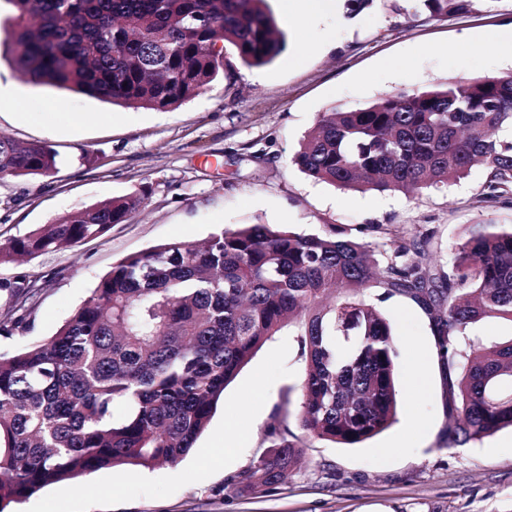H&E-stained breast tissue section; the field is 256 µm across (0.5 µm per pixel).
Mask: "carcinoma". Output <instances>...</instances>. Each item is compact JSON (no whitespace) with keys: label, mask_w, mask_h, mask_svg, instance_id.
<instances>
[{"label":"carcinoma","mask_w":512,"mask_h":512,"mask_svg":"<svg viewBox=\"0 0 512 512\" xmlns=\"http://www.w3.org/2000/svg\"><path fill=\"white\" fill-rule=\"evenodd\" d=\"M6 49L29 81L114 105L176 109L224 76V47L248 67L285 47L267 0H6ZM432 16L470 0H419ZM291 162L340 189L415 195L468 175L479 205L512 199V72L386 96L320 114ZM57 152L0 136V174L50 176ZM135 193L0 244V265L62 252L106 234L144 203ZM433 234L411 230L381 263L333 226L301 235L247 224L197 245L161 244L112 266L49 339L0 351V512L42 488L101 469L174 465L207 427L240 369L294 327L304 363L300 424L352 446L384 431L397 408L398 352L379 303L421 307L448 377V441L462 447L512 428V340L470 350L471 327L512 322V229L475 224L448 271L430 265ZM34 285L12 287L0 335ZM303 454L279 435L234 480L261 497Z\"/></svg>","instance_id":"1"}]
</instances>
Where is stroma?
<instances>
[{
	"instance_id": "stroma-1",
	"label": "stroma",
	"mask_w": 512,
	"mask_h": 512,
	"mask_svg": "<svg viewBox=\"0 0 512 512\" xmlns=\"http://www.w3.org/2000/svg\"><path fill=\"white\" fill-rule=\"evenodd\" d=\"M286 46L261 68L224 50V76L175 110L116 106L26 83L0 49V82L20 100L0 112V135L52 145L63 161L49 177L0 176V243L111 197L146 191L142 208L74 250L0 266L5 283L37 284L21 328L0 350L45 340L121 258L150 247L201 243L246 224L314 234L337 224L350 237L390 247L401 232L433 233L431 264L447 269L470 225L512 227V204L476 206L483 167L415 196L341 190L292 164L320 113L381 97L512 70V0H474L469 11L433 17L411 0H373L323 18L312 49L299 20L269 0ZM90 163H82V154ZM389 318L398 358L396 420L352 447L309 437L299 424L304 364L294 332L268 340L224 391L193 450L178 464L102 469L52 484L6 512H512V429L462 447L448 444L445 374L428 315L395 297ZM425 381L412 387L413 355ZM303 445V463L276 492L240 495L231 478L270 449V428Z\"/></svg>"
}]
</instances>
